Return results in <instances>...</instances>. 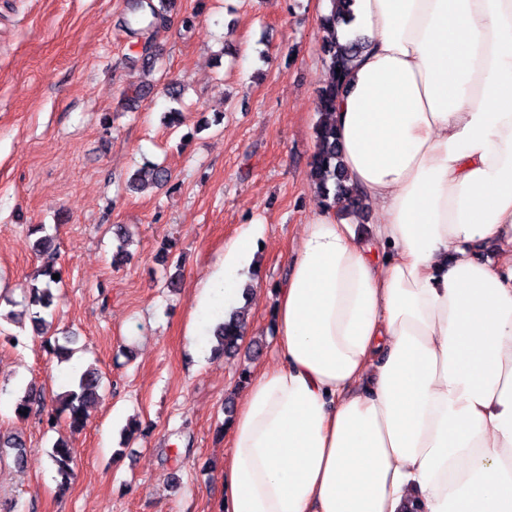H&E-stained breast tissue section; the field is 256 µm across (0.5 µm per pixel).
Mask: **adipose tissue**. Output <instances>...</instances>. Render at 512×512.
<instances>
[{
  "instance_id": "1",
  "label": "adipose tissue",
  "mask_w": 512,
  "mask_h": 512,
  "mask_svg": "<svg viewBox=\"0 0 512 512\" xmlns=\"http://www.w3.org/2000/svg\"><path fill=\"white\" fill-rule=\"evenodd\" d=\"M352 9L369 42L332 118L380 220L366 241L315 204L220 510L512 512V0ZM257 239L225 245L191 325L243 305Z\"/></svg>"
}]
</instances>
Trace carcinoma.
Listing matches in <instances>:
<instances>
[{"label": "carcinoma", "instance_id": "1", "mask_svg": "<svg viewBox=\"0 0 512 512\" xmlns=\"http://www.w3.org/2000/svg\"><path fill=\"white\" fill-rule=\"evenodd\" d=\"M353 0H329L328 11L319 18V27L326 33L324 42V63L330 74L326 85L319 90L318 112L320 118L313 128V137L316 149L309 162L308 177L314 187L319 200L326 206L341 204L340 215L350 216L358 213L360 208V194L348 184V176L341 163V151L336 125L327 121V117L336 107V99L343 89L353 59L366 48L363 38L357 37L344 43L338 41L337 28L351 20V4ZM172 7L170 0H128L127 16L124 25L132 35L144 37L143 51L138 57L128 58V65L132 69H139L145 74H151L154 66V56L151 52V39L153 34L161 27L167 25L169 12ZM170 179L168 171L155 166H146L137 170L128 180V189L132 192H141L150 187L160 185ZM29 234L36 236L34 249L46 257L37 270L33 283L27 288L24 297V306L32 308L31 326L37 336H45L49 332L44 313L49 310L54 301L59 298L58 292L62 288L63 279L55 280L53 275L62 274L56 266L54 237L47 233L43 224L28 225ZM118 244L112 253V266L120 267L129 255L126 251L125 232L116 233ZM246 331V322L240 312H230L224 321L214 330L218 351L222 355L234 353L238 342L242 340ZM76 337L64 335L60 338L46 339L52 351L63 359H70ZM102 375L93 366H88L75 380L74 388L66 391L58 398L57 406L45 415L46 427L53 429L57 426L61 416H66L70 428L74 431L83 429L88 408L102 399L100 394ZM40 399L34 386L29 384L14 404V413L23 417V412L30 410V406ZM74 449L70 443L61 438L53 445L49 454L51 465L55 467L62 485H67L73 475L72 463Z\"/></svg>", "mask_w": 512, "mask_h": 512}]
</instances>
